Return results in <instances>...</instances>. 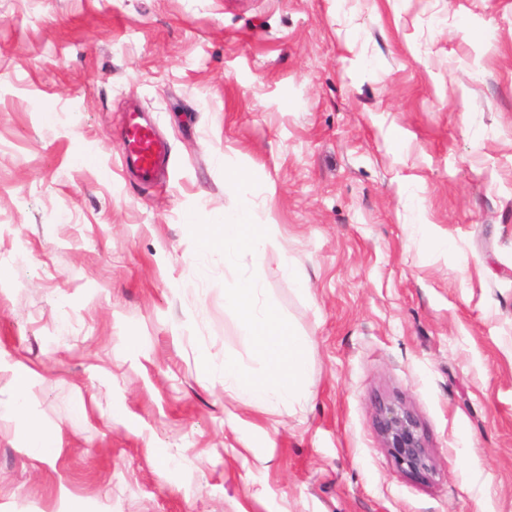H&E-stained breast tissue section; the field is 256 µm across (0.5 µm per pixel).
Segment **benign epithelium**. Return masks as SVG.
I'll return each mask as SVG.
<instances>
[{
  "mask_svg": "<svg viewBox=\"0 0 512 512\" xmlns=\"http://www.w3.org/2000/svg\"><path fill=\"white\" fill-rule=\"evenodd\" d=\"M376 428L383 447L402 473L418 478H429L437 473L420 421L406 403H378Z\"/></svg>",
  "mask_w": 512,
  "mask_h": 512,
  "instance_id": "1",
  "label": "benign epithelium"
}]
</instances>
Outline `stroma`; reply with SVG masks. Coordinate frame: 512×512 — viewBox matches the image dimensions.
I'll list each match as a JSON object with an SVG mask.
<instances>
[{"label":"stroma","instance_id":"stroma-1","mask_svg":"<svg viewBox=\"0 0 512 512\" xmlns=\"http://www.w3.org/2000/svg\"><path fill=\"white\" fill-rule=\"evenodd\" d=\"M243 197L307 344L275 413L224 384L261 362L188 226ZM0 512H512V0H0ZM127 142L124 165L145 183L156 182L168 166V153L163 141L136 112H129L125 125ZM375 418L382 445L398 470L418 478H429L437 473L420 421L406 403L379 402Z\"/></svg>","mask_w":512,"mask_h":512}]
</instances>
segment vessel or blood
Returning a JSON list of instances; mask_svg holds the SVG:
<instances>
[{"label": "vessel or blood", "instance_id": "b4317fda", "mask_svg": "<svg viewBox=\"0 0 512 512\" xmlns=\"http://www.w3.org/2000/svg\"><path fill=\"white\" fill-rule=\"evenodd\" d=\"M125 138L127 148L124 165L133 170L142 182H156L168 166V153L163 141L134 111L128 115Z\"/></svg>", "mask_w": 512, "mask_h": 512}]
</instances>
